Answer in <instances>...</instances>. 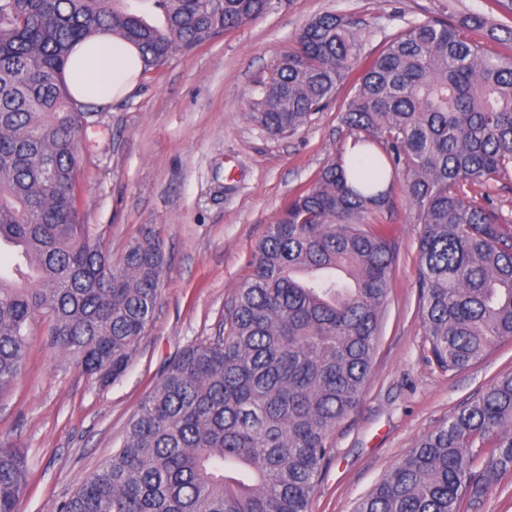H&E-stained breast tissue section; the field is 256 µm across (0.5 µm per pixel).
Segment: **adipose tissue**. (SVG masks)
Instances as JSON below:
<instances>
[{
	"mask_svg": "<svg viewBox=\"0 0 512 512\" xmlns=\"http://www.w3.org/2000/svg\"><path fill=\"white\" fill-rule=\"evenodd\" d=\"M140 72V54L134 45L99 35L82 44L72 56L66 80L78 101L106 105L123 97Z\"/></svg>",
	"mask_w": 512,
	"mask_h": 512,
	"instance_id": "obj_1",
	"label": "adipose tissue"
}]
</instances>
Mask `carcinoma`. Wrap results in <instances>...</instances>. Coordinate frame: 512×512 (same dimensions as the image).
Wrapping results in <instances>:
<instances>
[{
	"label": "carcinoma",
	"mask_w": 512,
	"mask_h": 512,
	"mask_svg": "<svg viewBox=\"0 0 512 512\" xmlns=\"http://www.w3.org/2000/svg\"><path fill=\"white\" fill-rule=\"evenodd\" d=\"M273 0H0V392L29 358L36 316L53 346L107 384L154 319L165 257L149 230L112 268L80 214L81 135L96 107L65 80L75 45L110 34L142 73L265 14ZM364 69L340 111L355 156L328 163L255 246L224 335L186 347L128 423L122 447L55 512H308L330 436L359 404L397 254L364 223L397 173L416 222L419 313L443 371L512 341V230L468 196L512 171V55L436 19L363 55L357 23L325 12L256 81L247 116L293 134ZM30 464L0 448V512H18ZM512 473V372L424 435L354 512H480Z\"/></svg>",
	"instance_id": "obj_1"
}]
</instances>
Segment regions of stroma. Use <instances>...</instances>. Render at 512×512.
Segmentation results:
<instances>
[{
    "label": "stroma",
    "mask_w": 512,
    "mask_h": 512,
    "mask_svg": "<svg viewBox=\"0 0 512 512\" xmlns=\"http://www.w3.org/2000/svg\"><path fill=\"white\" fill-rule=\"evenodd\" d=\"M324 11L353 17L368 53L428 18L460 26L482 16L512 27V0H274L266 15L174 53L99 107L80 142L84 220L108 243L113 268L148 228L162 239L167 265L154 319L126 373L109 385L52 346L44 318L32 323L28 365L0 392V447L24 449L31 465L19 512H53L119 449L168 362L222 335L225 306L249 275L268 225L328 162L348 153L353 135L337 106L348 85L290 136H271L245 116L254 81ZM392 199V208L365 217L393 228L397 252L371 376L358 408L331 435L334 451L309 512H353L424 434L512 372L510 342L458 373L431 361L418 314L420 226L402 178Z\"/></svg>",
    "instance_id": "1"
}]
</instances>
